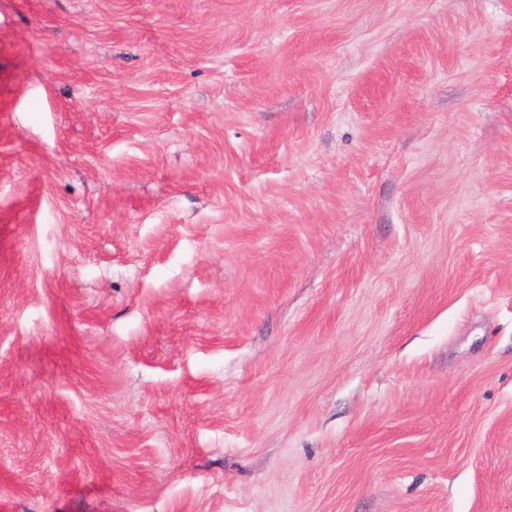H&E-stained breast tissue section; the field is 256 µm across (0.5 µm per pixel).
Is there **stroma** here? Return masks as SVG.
<instances>
[{
	"instance_id": "35a3bbf8",
	"label": "stroma",
	"mask_w": 512,
	"mask_h": 512,
	"mask_svg": "<svg viewBox=\"0 0 512 512\" xmlns=\"http://www.w3.org/2000/svg\"><path fill=\"white\" fill-rule=\"evenodd\" d=\"M0 512H512V0H0Z\"/></svg>"
}]
</instances>
